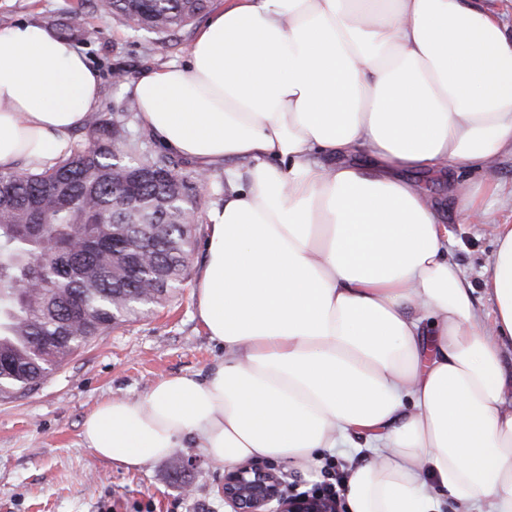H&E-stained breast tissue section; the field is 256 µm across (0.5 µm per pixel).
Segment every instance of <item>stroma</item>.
Segmentation results:
<instances>
[{"mask_svg":"<svg viewBox=\"0 0 512 512\" xmlns=\"http://www.w3.org/2000/svg\"><path fill=\"white\" fill-rule=\"evenodd\" d=\"M75 4L0 0V29L28 20L58 25ZM207 20L200 15L164 48L156 35L86 9V33L79 43L101 78V111H123L131 85L151 67L185 62L198 27ZM118 72L123 82H115ZM468 177L500 186L483 223L462 221L450 205L443 220L450 256L476 283L474 302L488 315L492 302L478 282L495 249L492 225L512 224V154L498 156L489 169ZM193 288V280H186L165 306L115 325L53 370L38 389L0 402V512H225L224 469L200 449L176 450V457L191 464L186 474L174 472L166 459L127 471L99 459L81 437L85 415L101 401L144 398L161 378H202L223 360V346L206 335L195 316ZM369 458L367 449L340 448L304 470L284 462L279 468L287 487L302 492L330 482L325 463L346 477Z\"/></svg>","mask_w":512,"mask_h":512,"instance_id":"stroma-1","label":"stroma"}]
</instances>
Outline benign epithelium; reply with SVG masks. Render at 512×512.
<instances>
[{
  "mask_svg": "<svg viewBox=\"0 0 512 512\" xmlns=\"http://www.w3.org/2000/svg\"><path fill=\"white\" fill-rule=\"evenodd\" d=\"M223 495L232 512H342L338 497L286 491L278 470L262 462L224 470Z\"/></svg>",
  "mask_w": 512,
  "mask_h": 512,
  "instance_id": "1",
  "label": "benign epithelium"
}]
</instances>
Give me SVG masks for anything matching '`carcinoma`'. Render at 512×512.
<instances>
[{
    "instance_id": "1",
    "label": "carcinoma",
    "mask_w": 512,
    "mask_h": 512,
    "mask_svg": "<svg viewBox=\"0 0 512 512\" xmlns=\"http://www.w3.org/2000/svg\"><path fill=\"white\" fill-rule=\"evenodd\" d=\"M165 38L212 0H80L57 32L82 34L83 8ZM127 111L94 113L87 143L40 172L0 171V401L40 386L94 337L163 306L188 274L197 176L131 136Z\"/></svg>"
}]
</instances>
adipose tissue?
I'll return each mask as SVG.
<instances>
[{"instance_id": "adipose-tissue-1", "label": "adipose tissue", "mask_w": 512, "mask_h": 512, "mask_svg": "<svg viewBox=\"0 0 512 512\" xmlns=\"http://www.w3.org/2000/svg\"><path fill=\"white\" fill-rule=\"evenodd\" d=\"M141 128L201 172L195 314L207 377L100 402L81 436L125 469L201 449L306 468L370 440L348 512H512V224L481 276L491 320L413 172L512 153V40L482 0H224L183 64L131 88ZM100 104L83 50L47 24L0 30V171L45 170ZM246 162L239 170L238 162Z\"/></svg>"}]
</instances>
